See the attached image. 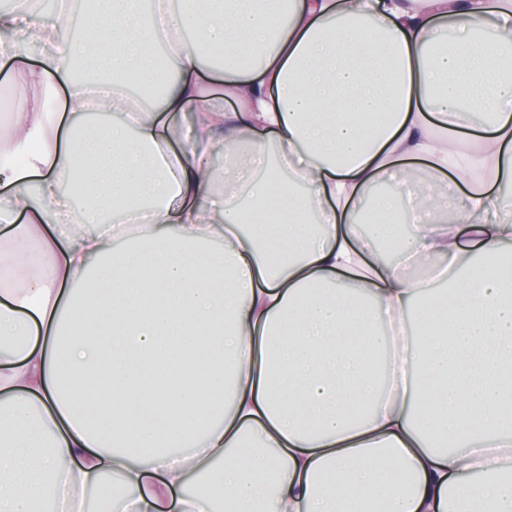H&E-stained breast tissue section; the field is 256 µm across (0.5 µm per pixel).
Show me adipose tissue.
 Here are the masks:
<instances>
[{
	"label": "adipose tissue",
	"mask_w": 512,
	"mask_h": 512,
	"mask_svg": "<svg viewBox=\"0 0 512 512\" xmlns=\"http://www.w3.org/2000/svg\"><path fill=\"white\" fill-rule=\"evenodd\" d=\"M35 39L63 109L0 125V512H512V0H108L80 42L13 0V70Z\"/></svg>",
	"instance_id": "1"
}]
</instances>
